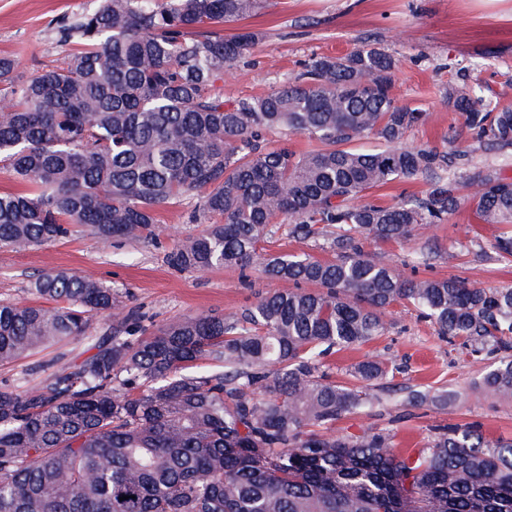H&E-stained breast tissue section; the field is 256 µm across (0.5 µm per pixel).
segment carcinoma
<instances>
[{
  "instance_id": "carcinoma-1",
  "label": "carcinoma",
  "mask_w": 512,
  "mask_h": 512,
  "mask_svg": "<svg viewBox=\"0 0 512 512\" xmlns=\"http://www.w3.org/2000/svg\"><path fill=\"white\" fill-rule=\"evenodd\" d=\"M266 0H103L61 39L62 62L26 80L0 57V165L28 184L0 193V246L26 249L69 236L146 239L156 208L184 200L214 218L167 255L181 270L255 267L278 289L241 314L198 312L138 335L118 291L90 276L44 272L47 304L0 302V365L112 326L96 353L57 367L37 387L0 388V512H512V442L475 426L437 429L398 451L389 429L336 435L340 417L387 401L375 382L397 367L368 356L356 384L329 379L321 358L374 341L385 312L407 304L477 355L512 349V287L411 279L364 252L361 240L406 242L460 200L481 224L504 228L488 260L512 257V181L474 172L437 178L423 197L363 202L374 187L456 169L468 155L402 145L425 112L391 93L400 60L369 44L314 57L303 83L224 104L219 82L255 43L208 34L261 11ZM471 139L512 148V110L479 85L448 88ZM277 130L316 146L296 153ZM373 135L385 147L347 144ZM321 237L335 261L264 256L261 243ZM477 393L512 398V356Z\"/></svg>"
}]
</instances>
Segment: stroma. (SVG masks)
Returning <instances> with one entry per match:
<instances>
[{
    "label": "stroma",
    "instance_id": "35a3bbf8",
    "mask_svg": "<svg viewBox=\"0 0 512 512\" xmlns=\"http://www.w3.org/2000/svg\"><path fill=\"white\" fill-rule=\"evenodd\" d=\"M98 5L99 0H0V54L14 58L24 75L57 64L72 50L60 38L61 27L73 25ZM216 31L256 36L237 69L220 83L225 102L259 96L272 85L297 80L311 57H342L371 44L401 62L393 95L427 114L425 122L407 131V145L440 148L454 134L470 145L461 173L493 170L512 179V148L470 144L462 115L448 106L449 86L464 78L480 85L494 102L512 107V0H271L267 9L231 25H217ZM192 212L193 204L186 200L160 207L156 237L149 241L103 243L78 226L71 236L44 246L0 248V300L35 301L30 286L40 273L67 270L93 276L119 291L151 332L196 312L241 313L259 296L278 289V282L252 269L194 272L170 266L167 254L207 225L206 220L193 219ZM495 232L494 226L476 223L471 205L465 203L446 220L421 226L408 242L371 240L364 250L399 264L412 278H456L475 288L512 287V264L475 256V241L490 243ZM262 248L271 255L337 258L323 240L293 239L283 228ZM386 321L384 335L373 343L324 360L325 370L338 381L349 380L352 365L371 354L400 368L383 382L391 393L388 402L340 418L333 426L336 433L360 435L390 428L401 451L422 446L436 426L474 423L491 439L512 441V400L470 393L494 355L462 354L432 322L408 307L393 306ZM108 323L107 316L95 315L89 337L46 346L0 367V386L25 390L58 366L81 362L93 354L95 340ZM405 386L432 392L453 389L462 397L444 410L414 409L400 401Z\"/></svg>",
    "mask_w": 512,
    "mask_h": 512
}]
</instances>
